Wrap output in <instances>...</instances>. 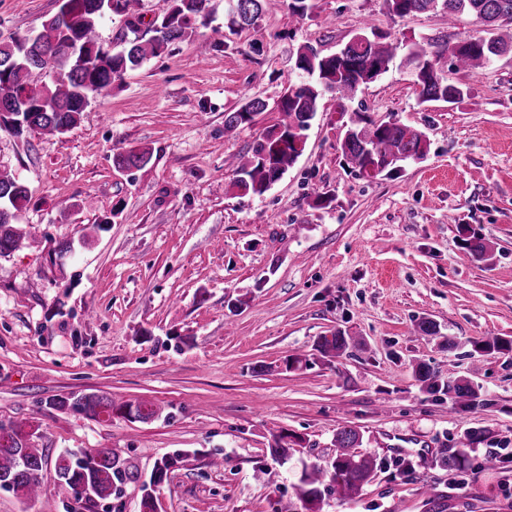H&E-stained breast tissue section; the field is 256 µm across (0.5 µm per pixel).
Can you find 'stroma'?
Instances as JSON below:
<instances>
[{
  "label": "stroma",
  "mask_w": 512,
  "mask_h": 512,
  "mask_svg": "<svg viewBox=\"0 0 512 512\" xmlns=\"http://www.w3.org/2000/svg\"><path fill=\"white\" fill-rule=\"evenodd\" d=\"M289 3L263 0L257 24L240 28L226 0H211L207 26L127 70L69 132L0 128V168L30 189L25 244L0 256V423L23 424L53 457L115 450L145 476L185 452L159 512H274L300 462L334 456L345 425L362 433L377 476L323 512H512V353L474 351L488 336L512 340V53L453 73L469 89L454 104L420 103L398 66L346 108L324 93L296 164L242 196L229 163L280 122L299 47L331 54L365 26L406 45L484 30L467 15L394 18L381 0H308L302 16ZM57 9L0 0V39ZM256 97L268 110L225 133V113ZM361 113L424 131L426 157L392 176L351 172L337 144ZM131 147L149 149L150 163L115 168ZM319 192L333 193L329 206L317 207ZM473 236L486 259L466 247ZM424 317L436 335L414 333ZM339 329L359 347L322 357L318 337ZM291 356L302 362L290 369ZM422 360L473 379L485 407L421 392ZM72 393L150 402L159 415L106 423L49 407ZM469 430L483 438L465 448V474L431 465ZM284 432L303 445L283 464L269 447ZM498 451L504 463L484 467ZM139 502L133 485L116 503L75 502L51 469L35 499L0 488V512H139Z\"/></svg>",
  "instance_id": "stroma-1"
}]
</instances>
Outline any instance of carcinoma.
Listing matches in <instances>:
<instances>
[{
	"instance_id": "1",
	"label": "carcinoma",
	"mask_w": 512,
	"mask_h": 512,
	"mask_svg": "<svg viewBox=\"0 0 512 512\" xmlns=\"http://www.w3.org/2000/svg\"><path fill=\"white\" fill-rule=\"evenodd\" d=\"M70 4L69 20L62 23L54 17L44 20L30 33L0 41V108L24 112L28 125L14 129L22 135L28 130L48 134H65L80 120L90 100L108 96L112 84L124 73L160 56L169 46L193 33L197 24H206L211 0H167L168 7L151 24L154 35L139 34L142 19L138 13L140 0H115L112 14L123 19L128 33L118 37L115 45L104 46L97 25L108 16L103 0H64ZM233 22L253 26L262 12L261 0H227ZM386 12L404 18L428 12H448V21L466 14L486 27V36L466 39L448 46L437 41L409 49L404 62L412 68L422 103L443 101L456 103L467 95L461 84L448 77L444 60L452 58L457 70L485 67L493 57L512 53V0H382ZM401 51V44L388 42L385 36L365 30L353 36L336 53L322 56L309 46L301 47L296 56L298 70L313 80L291 85L277 104L282 112L280 123L256 139L247 157L233 166L232 186L244 195L266 192L290 168L301 153L288 145L291 137H307L317 112L319 98L326 91L336 93L341 102L353 100L368 84L366 76L386 73ZM47 68L48 82L37 92L26 94L33 83L31 72ZM261 98L247 100L239 109L225 113L224 132L236 130L253 116L267 109ZM338 148L345 161L359 171L393 175L403 162L425 156V135L409 126L392 121L366 123L348 128ZM151 151L129 149L113 157L114 166L122 170L142 169L150 161ZM29 197L28 187L16 176L0 169V254L19 249L24 234L14 226L17 213ZM355 343L342 331L322 336L318 348L324 355L336 357ZM477 353H508L512 342L488 336L474 343ZM415 378L430 395H446L454 404L476 408L485 405L478 399L472 381L443 379L426 362L415 367ZM49 405L58 411L82 413L93 418L113 417L137 419L156 415L154 405L147 402H118L98 394H70L52 399ZM363 435L353 427L336 433V456L325 464L302 463L293 483L294 496L275 512H321L327 494L340 501L351 500L376 476V461L355 452L362 447ZM185 455L174 452L155 463L151 481L130 461L112 449L65 451L49 459L45 449L32 445L30 434L21 426H12L0 434V479L9 481L7 489L34 499L38 496L43 472L52 464L57 480L81 500L86 490H93L95 500L118 499L123 488L135 484L140 491L141 512H156L157 489L169 474L183 462ZM438 462L452 471H463L467 460L460 451L441 449Z\"/></svg>"
}]
</instances>
